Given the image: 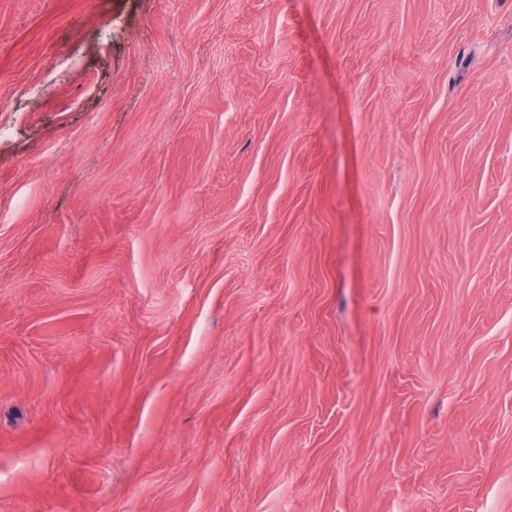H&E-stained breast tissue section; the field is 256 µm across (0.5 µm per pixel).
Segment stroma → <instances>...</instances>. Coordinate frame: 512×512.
Wrapping results in <instances>:
<instances>
[{
  "label": "stroma",
  "mask_w": 512,
  "mask_h": 512,
  "mask_svg": "<svg viewBox=\"0 0 512 512\" xmlns=\"http://www.w3.org/2000/svg\"><path fill=\"white\" fill-rule=\"evenodd\" d=\"M0 512H512V0H0Z\"/></svg>",
  "instance_id": "1"
}]
</instances>
